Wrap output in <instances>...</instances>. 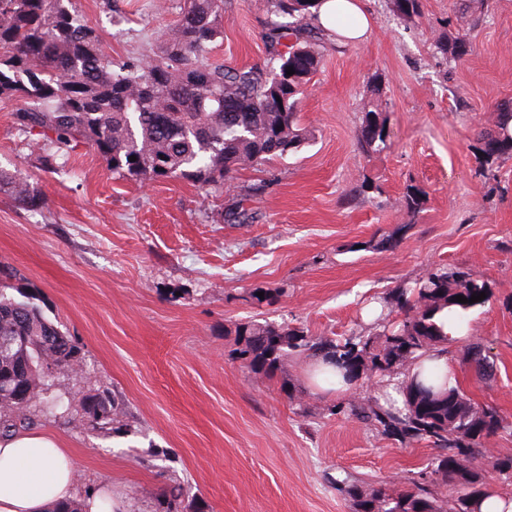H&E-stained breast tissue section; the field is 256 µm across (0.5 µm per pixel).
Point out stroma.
Segmentation results:
<instances>
[{
	"label": "stroma",
	"mask_w": 512,
	"mask_h": 512,
	"mask_svg": "<svg viewBox=\"0 0 512 512\" xmlns=\"http://www.w3.org/2000/svg\"><path fill=\"white\" fill-rule=\"evenodd\" d=\"M182 3L76 0L75 8L117 63L154 57ZM366 4L374 20L366 39L323 48L300 104L307 142L220 188L125 180L85 145L47 164L53 146H34L12 123L15 101L0 98V169L43 191L33 211L0 192V263L86 353L90 379L58 374L55 391L76 399L101 385L128 412L127 428L109 438L76 419L41 423L75 457L79 491L108 479L132 512H153L151 492L176 478L187 512H351L338 481L417 475L433 448L327 411L383 399L377 378L323 388L309 360L292 356L257 382L232 351L236 325L248 321L331 338L370 330L382 296L442 263L491 289L448 356L464 390L512 420V157L482 176L474 140L495 106L512 100V0H488L478 19L457 0H422L410 22L390 0ZM267 17L266 0H224L211 58L266 66ZM457 34L471 50L453 62L435 45ZM373 100L388 137L366 156L356 137ZM367 179L380 189L363 196ZM411 182L426 193L415 215L402 206ZM234 206L252 222H225ZM384 233L395 234L396 248H368ZM257 289L274 303L250 301ZM476 339L495 359L493 380L466 368V343Z\"/></svg>",
	"instance_id": "1"
}]
</instances>
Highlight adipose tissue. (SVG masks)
<instances>
[{
	"instance_id": "ef3b65f1",
	"label": "adipose tissue",
	"mask_w": 512,
	"mask_h": 512,
	"mask_svg": "<svg viewBox=\"0 0 512 512\" xmlns=\"http://www.w3.org/2000/svg\"><path fill=\"white\" fill-rule=\"evenodd\" d=\"M318 12L322 28L349 43L371 29L363 0H321ZM79 494L87 512H130L124 498L106 488L79 493L77 464L51 434L23 430L0 437V512H50Z\"/></svg>"
}]
</instances>
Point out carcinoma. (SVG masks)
Instances as JSON below:
<instances>
[{
	"label": "carcinoma",
	"mask_w": 512,
	"mask_h": 512,
	"mask_svg": "<svg viewBox=\"0 0 512 512\" xmlns=\"http://www.w3.org/2000/svg\"><path fill=\"white\" fill-rule=\"evenodd\" d=\"M266 2L274 16L266 31L270 65L233 69L205 59L223 35L224 0H184L158 54L121 64L104 54L94 26L77 22L72 0H0V96L18 103L13 119L20 131L35 132L59 150L86 144L124 179L222 186L239 170L281 158L308 139L299 105L322 63L320 47L327 33L317 20L319 0ZM391 4L401 21L422 15L421 0ZM436 49L459 61L470 44L464 36H450ZM290 67L292 75L287 74ZM476 137L482 169L512 156L511 100L497 106L493 125ZM386 138L387 117L377 105L366 106L359 149L376 153ZM7 183L20 206H38V184L11 181L0 169V186ZM425 198L422 188L410 184L403 207L418 213ZM14 277L15 272L0 269V436L73 413L93 430L121 432L127 412L109 390L90 388L76 404L53 393L55 373H86L85 355L28 296L7 292ZM481 292L486 294L481 301L456 300ZM489 296L481 277L437 265L415 287L391 294L404 314L396 325L380 318L374 334L330 338L287 324L240 323L235 354L256 379L271 377L292 355L327 360L346 381L407 375L401 408L368 401L337 403L328 411L353 416L404 443H426L437 454L406 486L347 478L341 492L353 512H479L490 491L480 463L512 477V454L488 455L490 440L512 423L496 407L477 404L460 385H448L440 366L428 369L423 361L447 351L448 333L439 316L462 322ZM466 363L482 380L495 376L494 359L479 340L468 344ZM150 498L154 512H184L179 483Z\"/></svg>",
	"instance_id": "cac0c4a2"
}]
</instances>
